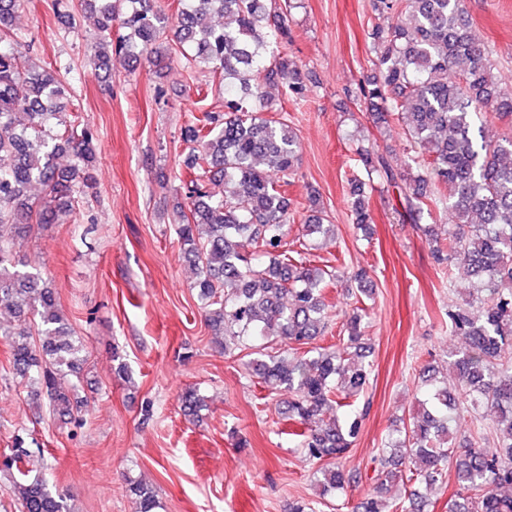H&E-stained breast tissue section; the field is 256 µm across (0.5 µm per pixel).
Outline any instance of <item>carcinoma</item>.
Segmentation results:
<instances>
[{
    "instance_id": "carcinoma-1",
    "label": "carcinoma",
    "mask_w": 512,
    "mask_h": 512,
    "mask_svg": "<svg viewBox=\"0 0 512 512\" xmlns=\"http://www.w3.org/2000/svg\"><path fill=\"white\" fill-rule=\"evenodd\" d=\"M24 0H0V323L10 363L35 381L37 408L48 405L61 424L77 422L74 396L84 364L82 341L59 308L48 273L21 269L17 245L35 224H59L94 183L101 147L79 115L64 112L67 88L57 70H35L12 29ZM170 30L159 0H80L97 14L98 67L113 60L134 70L161 67L175 54L185 65L209 66L224 84L223 110L192 116L182 132L188 144L175 178L186 189L177 236L196 267L193 289L205 319L226 354L246 352L245 374L272 394L284 395L280 414L288 443L319 463L317 500L298 501L294 512H317L329 497L347 498L361 477L344 465L359 431L356 403L371 372L365 359L367 312L342 322L336 343L317 344L331 314L324 300L336 275L309 265L307 243L288 241L286 187L299 157L297 137L282 112L300 98L301 73L281 45L290 38L289 0H182ZM385 26L367 33L379 75L346 89L372 122L402 126L409 143L407 170L387 154L359 144L363 168L399 188L400 218L432 245L438 263L467 266L477 280L466 305L448 311V332L461 345L448 352L450 385L424 366L421 411L385 439L371 492L359 512H423L416 487L457 485L448 512H512V96L502 92L493 53L472 31L467 0H373ZM219 15L225 23H211ZM278 91L273 104L269 91ZM508 131H502V128ZM67 154L70 168L57 167ZM40 186L42 200L28 189ZM352 223L370 224L364 183L348 178ZM444 206L452 224H422ZM305 235L335 237L316 195L308 196ZM204 399L194 387L181 395V412L199 417ZM492 414L489 430L454 442L469 415ZM493 443L487 448L485 444ZM33 459L13 449L10 478L22 512H70L46 479L31 475ZM135 512H156L155 492L131 476Z\"/></svg>"
}]
</instances>
